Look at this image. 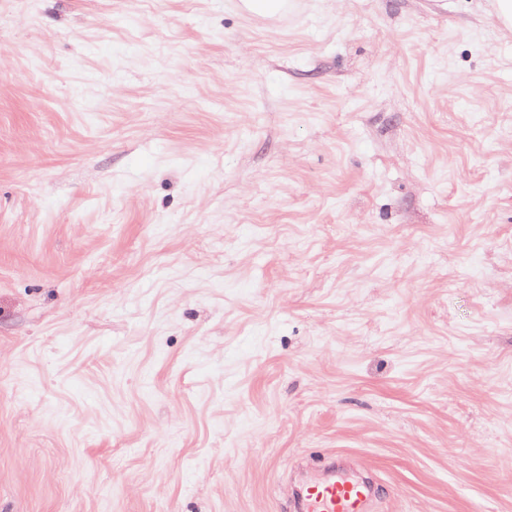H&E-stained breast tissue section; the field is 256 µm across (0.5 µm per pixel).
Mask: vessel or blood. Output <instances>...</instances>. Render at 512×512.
I'll list each match as a JSON object with an SVG mask.
<instances>
[{"label": "vessel or blood", "mask_w": 512, "mask_h": 512, "mask_svg": "<svg viewBox=\"0 0 512 512\" xmlns=\"http://www.w3.org/2000/svg\"><path fill=\"white\" fill-rule=\"evenodd\" d=\"M376 492L343 468L328 479L307 484L297 498V512H373Z\"/></svg>", "instance_id": "b4317fda"}]
</instances>
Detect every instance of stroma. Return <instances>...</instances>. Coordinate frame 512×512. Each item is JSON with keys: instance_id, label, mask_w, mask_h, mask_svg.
<instances>
[{"instance_id": "stroma-1", "label": "stroma", "mask_w": 512, "mask_h": 512, "mask_svg": "<svg viewBox=\"0 0 512 512\" xmlns=\"http://www.w3.org/2000/svg\"><path fill=\"white\" fill-rule=\"evenodd\" d=\"M495 0H0V512H512ZM330 477L307 484L297 498L298 512H373L376 492L345 468L327 464Z\"/></svg>"}]
</instances>
